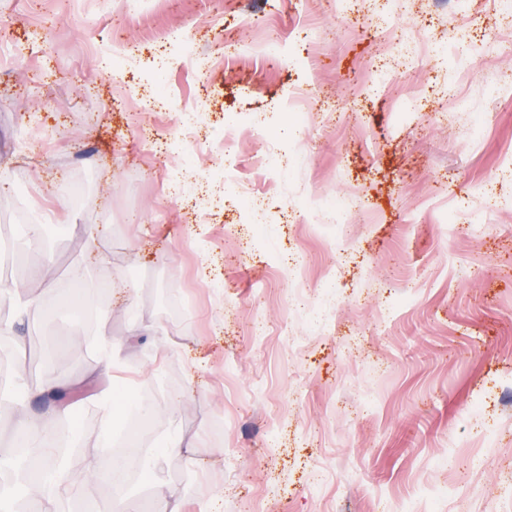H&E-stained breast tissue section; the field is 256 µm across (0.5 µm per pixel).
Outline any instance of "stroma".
Instances as JSON below:
<instances>
[{"label": "stroma", "mask_w": 512, "mask_h": 512, "mask_svg": "<svg viewBox=\"0 0 512 512\" xmlns=\"http://www.w3.org/2000/svg\"><path fill=\"white\" fill-rule=\"evenodd\" d=\"M116 7L0 0V232L19 210L58 231L50 255L0 270V286L53 279L52 330L0 300L22 390L53 380L78 393L80 451L101 469L93 395L110 382L151 391L144 449L180 512H407L432 492L436 512H512V178L499 176L512 38L498 36L512 0H351L345 12L336 0H146L134 20ZM415 27L436 57L405 41ZM282 37L287 54L268 53ZM129 43L135 67L100 65V47ZM189 50L207 73L183 63ZM163 59L181 108L138 111ZM383 64L395 76L378 84ZM309 86L311 112L292 117L289 95ZM196 105L210 145L197 171L213 192L200 223L169 193L192 151L181 109ZM270 140L284 175L260 166ZM228 168L267 197L264 212L225 195ZM327 196L346 200L340 226L324 221ZM94 246L111 267L93 263ZM78 264L93 284L79 307ZM116 269L133 305L101 287ZM314 305L325 329L309 325ZM83 307L119 346L111 374ZM152 323L163 337L132 335ZM175 440L187 451L162 455Z\"/></svg>", "instance_id": "obj_1"}]
</instances>
